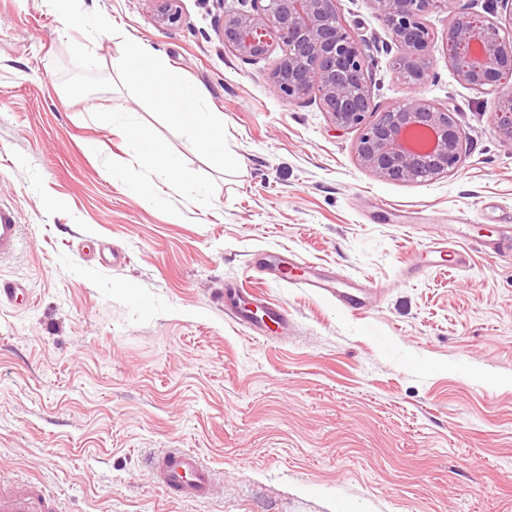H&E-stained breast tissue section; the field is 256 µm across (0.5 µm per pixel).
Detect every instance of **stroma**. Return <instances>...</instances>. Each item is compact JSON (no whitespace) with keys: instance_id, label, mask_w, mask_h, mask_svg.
I'll list each match as a JSON object with an SVG mask.
<instances>
[{"instance_id":"obj_1","label":"stroma","mask_w":512,"mask_h":512,"mask_svg":"<svg viewBox=\"0 0 512 512\" xmlns=\"http://www.w3.org/2000/svg\"><path fill=\"white\" fill-rule=\"evenodd\" d=\"M232 3L181 0L166 26L153 0H0V208L23 226L0 279L32 296L0 305V478L36 479L63 512H512V258L476 251L467 268L400 277L449 225L493 238L512 224L501 99L458 80L445 40L453 13L503 23L505 8L430 14V76L413 92L372 0H340L377 107L417 95L455 109L468 136L455 173L402 182L360 166L357 131L316 93L281 97V44L258 60L225 47ZM72 14L109 15L121 35L67 28ZM125 39L223 115L235 163L113 67ZM126 111L206 195L172 183L147 205L128 191L153 171L102 119ZM277 250L383 295L352 315L250 269ZM242 278L287 326L262 339L232 321L217 296ZM166 448L219 471L208 502L156 487L147 460Z\"/></svg>"}]
</instances>
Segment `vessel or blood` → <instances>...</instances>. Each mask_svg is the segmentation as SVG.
Instances as JSON below:
<instances>
[{"instance_id": "obj_1", "label": "vessel or blood", "mask_w": 512, "mask_h": 512, "mask_svg": "<svg viewBox=\"0 0 512 512\" xmlns=\"http://www.w3.org/2000/svg\"><path fill=\"white\" fill-rule=\"evenodd\" d=\"M501 241L483 240L470 235L467 225L452 224L447 235L435 240L425 252V260L412 264L410 276L419 277L434 266L438 258L450 257L453 267L463 269L469 264V254L461 250L460 241H468L480 249L493 254H501L503 244L512 241V225L499 227ZM23 241V227L15 217L0 210V260L13 256ZM304 287L317 294L334 300L344 311L362 314L371 309L376 289L350 280L337 282L335 276L308 266L307 275L302 280ZM220 302L230 304L237 324L256 333H264L268 324L284 325L288 322L287 309L279 304L259 299L244 286L224 289L219 295ZM155 484L168 498L185 500H205L212 496L215 487V474L199 454L188 448L168 450L149 462ZM0 512H59L56 502L48 495L41 484L34 480L0 483Z\"/></svg>"}]
</instances>
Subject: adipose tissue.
I'll list each match as a JSON object with an SVG mask.
<instances>
[{
	"instance_id": "1",
	"label": "adipose tissue",
	"mask_w": 512,
	"mask_h": 512,
	"mask_svg": "<svg viewBox=\"0 0 512 512\" xmlns=\"http://www.w3.org/2000/svg\"><path fill=\"white\" fill-rule=\"evenodd\" d=\"M116 64L128 81L149 83L157 97L177 102L172 118L198 150L227 158L223 117L208 110L199 90L173 80L165 62L149 44L124 45ZM118 119L131 146L158 170L156 178H145L132 185V192L142 202L153 205L162 201V183L174 179L189 188H197L196 177L185 168L180 157L167 151L139 122L136 113L122 112Z\"/></svg>"
}]
</instances>
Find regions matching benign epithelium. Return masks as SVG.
Returning a JSON list of instances; mask_svg holds the SVG:
<instances>
[{"label":"benign epithelium","instance_id":"1","mask_svg":"<svg viewBox=\"0 0 512 512\" xmlns=\"http://www.w3.org/2000/svg\"><path fill=\"white\" fill-rule=\"evenodd\" d=\"M155 21L174 24L180 0H154ZM392 42L401 49L395 70L411 89L429 77L427 65L435 35L426 23L448 10V0H372ZM224 13V45L248 60L266 57L273 42L283 56L272 80L292 102L315 91L333 124L358 129L356 154L376 175L414 181L458 170L465 134L455 112L423 97L379 112L367 80L368 55L341 15L339 0H240ZM447 42L459 79L471 89L501 91L508 111L497 114L496 129L512 138V91L501 87L512 73V41L501 24L459 12L448 26Z\"/></svg>","mask_w":512,"mask_h":512}]
</instances>
